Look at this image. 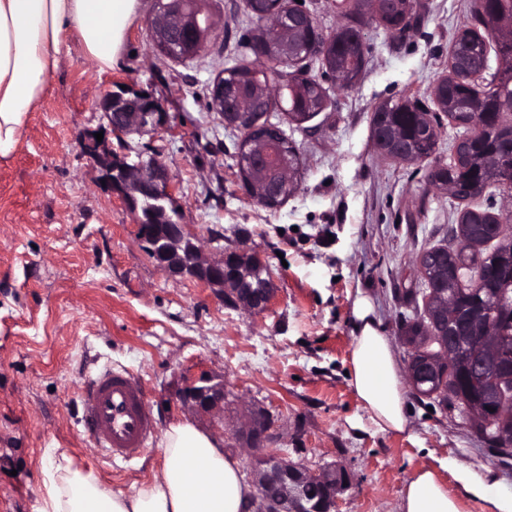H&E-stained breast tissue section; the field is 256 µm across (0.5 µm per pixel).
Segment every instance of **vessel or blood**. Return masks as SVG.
I'll return each mask as SVG.
<instances>
[{
    "instance_id": "1",
    "label": "vessel or blood",
    "mask_w": 512,
    "mask_h": 512,
    "mask_svg": "<svg viewBox=\"0 0 512 512\" xmlns=\"http://www.w3.org/2000/svg\"><path fill=\"white\" fill-rule=\"evenodd\" d=\"M80 407L86 432L110 460L138 458L155 433L146 387L129 370L108 366L90 376Z\"/></svg>"
}]
</instances>
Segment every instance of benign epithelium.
<instances>
[{
	"mask_svg": "<svg viewBox=\"0 0 512 512\" xmlns=\"http://www.w3.org/2000/svg\"><path fill=\"white\" fill-rule=\"evenodd\" d=\"M275 13L276 32L303 22L315 24L313 15L290 10L288 0ZM213 21L201 8V0H188V6L172 9L164 38L151 32L153 43H162L159 50L167 56L180 57L183 35L194 34L195 50L202 48ZM209 108L224 116V78H218L210 89ZM100 119L96 127L80 132L82 153L88 159L97 180L105 181L104 189L119 195L137 224V238L154 264L170 277H189L208 288L223 302L245 312L260 315L270 309L275 295L273 284L264 288L256 284L253 263L257 256L247 251H226L222 246L207 251L189 225L183 220L182 206L175 197L171 177L157 154L118 150L112 137L143 136L172 128V115L162 101L145 89L128 86L107 90L96 105ZM103 133L102 141L94 134ZM443 353L439 358L408 359L409 377L418 386L433 368L448 362L446 353L464 347L462 337L448 332L441 337ZM224 380H214L203 372L186 382L180 394L182 405L189 411L224 420ZM272 422L262 409L249 412L236 431L235 446L251 451L248 474L255 488L250 512H336L338 495L347 490L349 473L342 467L329 465L313 471L288 458L282 449L273 447L277 437L271 432ZM279 489L276 498L266 495V488ZM323 487L327 496L312 501L311 487Z\"/></svg>",
	"mask_w": 512,
	"mask_h": 512,
	"instance_id": "benign-epithelium-1",
	"label": "benign epithelium"
}]
</instances>
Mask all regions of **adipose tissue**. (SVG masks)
I'll use <instances>...</instances> for the list:
<instances>
[{
  "mask_svg": "<svg viewBox=\"0 0 512 512\" xmlns=\"http://www.w3.org/2000/svg\"><path fill=\"white\" fill-rule=\"evenodd\" d=\"M139 6L140 0H0V159L17 148L26 118L45 97L70 41L99 69L111 68ZM352 314L354 394L377 432L406 434L411 420L391 340L369 296L356 295ZM162 446L159 474L128 494L60 456L42 512H246L254 489L216 437L177 422L165 430ZM452 475L461 490L457 496L433 468L416 469L401 493L399 512H463L466 498L483 502L484 512H512V494L492 493L491 474L457 466Z\"/></svg>",
  "mask_w": 512,
  "mask_h": 512,
  "instance_id": "ef3b65f1",
  "label": "adipose tissue"
}]
</instances>
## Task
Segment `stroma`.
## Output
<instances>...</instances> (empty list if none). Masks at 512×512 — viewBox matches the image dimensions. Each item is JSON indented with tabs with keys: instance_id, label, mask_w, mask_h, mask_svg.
I'll return each instance as SVG.
<instances>
[{
	"instance_id": "1",
	"label": "stroma",
	"mask_w": 512,
	"mask_h": 512,
	"mask_svg": "<svg viewBox=\"0 0 512 512\" xmlns=\"http://www.w3.org/2000/svg\"><path fill=\"white\" fill-rule=\"evenodd\" d=\"M469 2L417 0V23L397 38L364 28V77L349 90L324 79L330 100L301 126L272 107L268 120L300 160L297 190L274 210L247 198L236 166L241 134L208 108L213 81L248 56L245 0H206L218 25L190 60L154 49L153 0H140L111 69L72 45L17 149L0 161V512H39L60 453L127 492L161 468V434L171 423L219 437L251 407L269 414L279 448L309 469L335 462L349 471L337 512H398L406 480L425 465L450 494L459 492L451 468L461 464L491 470L495 492L512 494V459L490 451L465 415L412 393L411 432L379 433L348 376L357 292L372 297L405 359L398 323L411 310L403 293L417 283V258L450 243L460 213L428 185V163H396L375 150L370 118L403 96L433 108L431 89L448 73ZM118 82L152 91L174 115V131L131 144L159 150L202 244L218 236L225 249L250 247L267 262L277 293L265 314L166 275L140 245L121 198L94 183L77 135L97 124L95 105ZM107 365L145 382L156 419L149 448L129 463L108 462L81 424V386ZM202 372L224 380L223 424L180 403L185 379Z\"/></svg>"
}]
</instances>
